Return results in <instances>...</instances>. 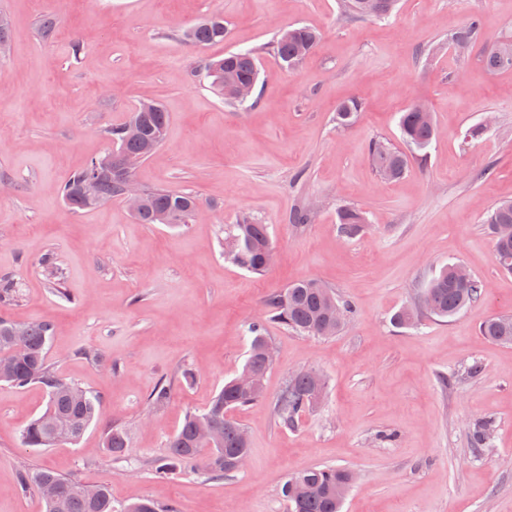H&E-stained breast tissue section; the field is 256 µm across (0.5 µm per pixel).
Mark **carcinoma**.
<instances>
[{"label":"carcinoma","mask_w":512,"mask_h":512,"mask_svg":"<svg viewBox=\"0 0 512 512\" xmlns=\"http://www.w3.org/2000/svg\"><path fill=\"white\" fill-rule=\"evenodd\" d=\"M342 2L344 12L352 17L385 19L392 14L390 10L369 12L361 0ZM479 31L478 24L472 21L456 31L449 38V43L453 46L468 45L477 38ZM225 35L224 18L215 15L189 27L183 38L194 45L207 46L224 41ZM318 44L319 34L315 29L306 25L296 26L281 34L275 44V53L282 63L294 66L312 53ZM483 62L490 71L512 69V56L503 59L493 48L484 55ZM194 75L210 80L211 87L222 96L227 82L257 83V55L247 50L229 53L219 59L204 58L197 61ZM359 110L360 105L355 100L340 103L336 108L337 124H350ZM134 118L141 119L140 136H125V121L105 129L104 134L121 155L140 164L154 153L152 142L156 135L166 134L169 117L159 103L147 102L130 113L129 119ZM400 131L403 142L416 149L426 148L436 136L435 125L411 109L402 113ZM369 154L376 170L390 171L393 180L408 171L407 155L396 148L374 142ZM93 165L94 161H89L61 189L64 203L75 212L91 210L119 197V175L112 170L98 179L93 194L85 192ZM145 192L144 206L135 215V220L141 224L159 223V216L164 212L174 217V223L187 224L199 208L198 199L190 193L166 188H147ZM337 217L340 231L347 236L358 235L365 224L363 213L354 207L340 209ZM485 224L494 240L498 267L504 272H512V239L498 236L500 226L512 225V200L497 203L488 212ZM227 239L226 256L235 265L257 275L268 270L265 256L273 244L267 225L244 218L231 226ZM454 268L453 264L443 267L427 283L417 304L403 306L393 313L392 323L397 327L411 326L425 314L442 319L453 318L481 296L485 284L477 278L469 283L459 281ZM333 304L340 307L347 318L353 317V306L337 297L332 289L315 279H301L269 294L263 307L266 316L291 331L322 338L334 336L341 330L330 313ZM13 326L14 322L0 318V382L16 387L37 384L45 389L48 397L44 413L33 418L23 429L24 444L35 448H54L78 442L90 425L99 419L100 398L64 381L50 366L47 360L49 324L29 323L25 325L22 336L12 335ZM248 333L250 344L244 367L255 374V389L242 391L233 378L224 383L205 409L187 413L182 425L169 437L166 454L155 466L156 474L168 476L189 463L198 462L208 478H220L235 473V461L249 454L245 428L233 412L252 406L263 398V380L268 372L263 362L264 349L268 345L264 321H252ZM482 334L494 342L512 345V315L488 319L482 326ZM325 385L324 377L314 380L306 370L289 378L274 406L278 423L287 428L295 427L299 417L321 397ZM204 419L221 428L222 442L214 449L208 448L196 436L197 426ZM105 448L116 458L124 456L128 438L123 428L114 426L107 432ZM45 485L54 486L57 495L54 499H41L42 512H179L174 505H161L148 498L118 509L112 505V494L107 486H96V494L89 496L84 483L49 468H23L17 474V489L22 493L33 491L40 496ZM351 487L352 470L315 466L289 476L280 493L287 503L288 512H341Z\"/></svg>","instance_id":"1"}]
</instances>
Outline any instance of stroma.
Segmentation results:
<instances>
[{"label": "stroma", "mask_w": 512, "mask_h": 512, "mask_svg": "<svg viewBox=\"0 0 512 512\" xmlns=\"http://www.w3.org/2000/svg\"><path fill=\"white\" fill-rule=\"evenodd\" d=\"M45 12L57 18L48 38L37 30ZM211 14L224 18L223 43L183 40ZM0 15V277L17 285L0 316L50 323L49 363L103 404L77 443L30 448L22 430L46 395L0 383V512H41L35 492L16 489L24 467L109 486L116 505L150 497L180 512H287L284 481L320 465L357 474L343 512H512V346L479 332L512 313V274L499 270L484 224L512 198V69L483 64L490 44L512 36V0H399L385 19L350 17L341 0H0ZM474 19L475 42L449 49ZM297 25L321 39L289 68L273 45ZM248 49L259 56L256 106L225 103L191 75L199 59ZM350 99L361 109L338 126L336 106ZM147 100L169 126L135 179L196 195L192 223H137L118 198L69 210L61 185ZM419 100L436 137L404 177L382 181L368 147L402 148L400 114ZM488 116L492 127L467 138ZM302 205L312 222L289 223ZM344 206L363 212L361 236L340 233ZM244 215L274 244L261 275L224 255L225 230ZM447 264L483 280L484 295L453 319L394 327L393 313ZM301 278L329 285L356 314L326 338L267 321L265 398L236 414L246 467L219 479L192 465L156 476L185 414L241 372L263 297ZM475 363L481 372L469 373ZM305 368L327 389L297 428L281 427L273 405ZM162 380L171 396L155 409L148 395ZM484 419L489 439L472 447ZM114 425L129 441L120 458L104 446Z\"/></svg>", "instance_id": "obj_1"}]
</instances>
